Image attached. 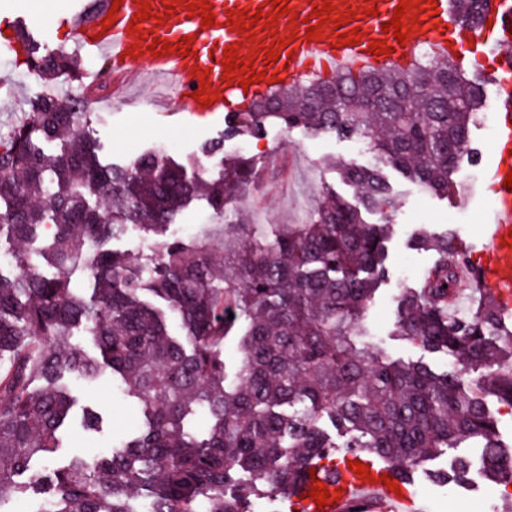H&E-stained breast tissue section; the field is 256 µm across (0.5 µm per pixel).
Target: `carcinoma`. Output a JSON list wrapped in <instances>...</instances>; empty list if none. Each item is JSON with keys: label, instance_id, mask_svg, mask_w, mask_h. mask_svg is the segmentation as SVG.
Masks as SVG:
<instances>
[{"label": "carcinoma", "instance_id": "cac0c4a2", "mask_svg": "<svg viewBox=\"0 0 512 512\" xmlns=\"http://www.w3.org/2000/svg\"><path fill=\"white\" fill-rule=\"evenodd\" d=\"M454 2L463 27L483 26L489 0ZM13 50L47 82L76 71L69 52L41 51L26 29ZM484 98L480 80L450 61L347 71L300 94L281 86L251 101L231 133L256 134L273 118L358 139L446 197ZM90 107L79 91L43 95L0 144V239L13 243L19 270L0 271V504L35 489L49 494L40 512H136L143 499L152 512H251L261 497L298 494L322 461L375 456L410 486V474L467 441L480 443L488 478L512 484V449L499 442L487 403L512 406V322L476 288L469 314L448 308L469 262L454 228L412 236L411 247L433 261L395 310L396 335L454 359L440 371L391 358L366 324L389 274L396 206L380 168L340 166L357 200L328 192L306 223L271 240L256 229L231 249L184 241L168 235L175 218L196 199L231 212L255 186V162L216 142L194 162L220 158L215 178L156 151L104 165L85 130ZM132 226L157 237L146 265L103 249ZM77 272L90 293L73 286ZM76 330L94 351L73 342ZM233 334L241 357L230 372L222 347ZM108 369L141 406L145 431L105 456L30 471L61 448L69 381L93 383ZM199 410L203 437L190 425Z\"/></svg>", "mask_w": 512, "mask_h": 512}]
</instances>
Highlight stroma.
<instances>
[{"label": "stroma", "instance_id": "35a3bbf8", "mask_svg": "<svg viewBox=\"0 0 512 512\" xmlns=\"http://www.w3.org/2000/svg\"><path fill=\"white\" fill-rule=\"evenodd\" d=\"M88 0H0V76L10 75L12 95L0 93V141L6 140L13 126L22 122L29 102L39 94H59L80 88L82 75L105 68L103 58L76 49L74 20ZM22 27L31 28L45 49L62 48L77 52L82 73L61 77L55 85H46L42 77L27 65L17 62L7 36ZM496 62L479 60L464 66V73H478L485 83V101L481 118L471 133L472 159L463 161L457 173L458 194L451 198L437 196L408 181L393 168L385 173L397 201L393 215L396 235L389 246V277L368 312V324L377 342L395 358L424 359L433 367H446L449 359L441 353H423L416 345L394 333V297L403 288L414 287L430 265L429 253L407 248V239L419 228L441 231L454 227L470 252L484 245L483 224L493 207V199L473 172L486 171L495 157L497 116L502 107L499 87L494 79ZM130 77L133 92L126 99H111L108 89H100V101L94 107L88 132L100 158L107 163L123 164L148 149L167 145L171 156L183 160L199 155L203 144L223 141L226 151L243 150L269 173L251 194L239 202L243 218L236 224L231 238L245 240L254 225H263L266 234H274L279 225L303 223L309 213L321 206L325 191L353 198L355 190L343 183L337 163L359 166L377 164L378 157L356 139H341L335 133L319 134L300 128H283L267 122L255 137L225 139L224 131L231 118L224 111L211 115L191 113L181 97L162 105L152 85L142 76L144 64H137ZM221 217L214 214L205 200L196 201L183 211L171 226L175 236L188 239L197 235L212 236L221 231ZM77 408L100 413L104 423L100 432H88L72 425L63 435V447L56 455L57 465H65L73 456H101L116 441L137 435L143 425L139 404L125 396L111 377L86 385L73 383ZM478 448L470 443L448 450L424 471L415 474L414 504L411 512H484L486 504L503 508L507 498L503 485L483 479L460 484L461 497L448 498L447 485L436 481L434 471L449 468L456 458L474 459Z\"/></svg>", "mask_w": 512, "mask_h": 512}]
</instances>
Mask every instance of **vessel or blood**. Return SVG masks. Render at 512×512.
Segmentation results:
<instances>
[{
    "instance_id": "b4317fda",
    "label": "vessel or blood",
    "mask_w": 512,
    "mask_h": 512,
    "mask_svg": "<svg viewBox=\"0 0 512 512\" xmlns=\"http://www.w3.org/2000/svg\"><path fill=\"white\" fill-rule=\"evenodd\" d=\"M113 0H99L96 7L85 14L77 29L76 44L79 49L107 56L115 69L128 73L137 63H145L149 73L171 79L186 78L190 90H198L200 72H207L211 87L221 85L223 74L222 60L226 47L239 43L241 33L233 29L228 20V12L245 9L258 10L264 0H211L215 23L205 27L200 16H189L187 7L191 0H179L175 13H166L161 0H147L152 11L151 17L141 21L143 30H153L156 38L169 44L180 43L183 37L192 40L193 56L182 57L180 52L152 54L149 42L138 34L128 33L127 28L136 13L141 10L137 0H123L120 8H113ZM314 0H289L290 13L281 15L276 26L269 29H256L255 40L248 51L238 52L237 60L253 56V71L264 72L262 82L251 83L249 87L233 86L232 91L241 101L264 95L273 90L275 83H300L308 72L319 70L333 73L343 70L385 69L404 67L410 62L414 48L421 43L431 47L437 57H455L462 53L468 42L474 41L473 30L464 28L456 21L451 0H438L437 13L425 18L424 22L411 26V34L405 44H398L393 33L383 32L382 24L391 21L400 0H333L335 14L345 13L347 8L359 9L358 18L350 20L343 27L334 23L322 25L321 40H307L305 20L313 11ZM376 8V15H368V8ZM114 15L111 27H104L107 15ZM490 16L499 35L496 54L503 73V87L512 86V54L508 46L512 45V0H496L490 10ZM359 30L360 40L356 44L338 46V36ZM289 39L290 52L280 55L274 71H265L267 55L265 46L280 39ZM382 41L390 51L384 55L370 53L369 45L373 41ZM139 48V56H132V48ZM505 110L498 115V156L494 165L485 175L487 192L494 201V208L484 225L485 245L476 270H464V277L474 278L481 290L493 296L505 314H512V247L508 239L512 238V191L508 190L504 180L512 171V99L504 101ZM371 473L370 479L355 478L348 482L331 474H324L320 482L328 493L337 494L336 503L318 507L310 499L311 483L301 486L299 499L305 512H345L346 508L365 492L373 493L370 512H402L409 506L408 494H396L383 485L381 478L389 474L388 466L376 459L363 460Z\"/></svg>"
}]
</instances>
